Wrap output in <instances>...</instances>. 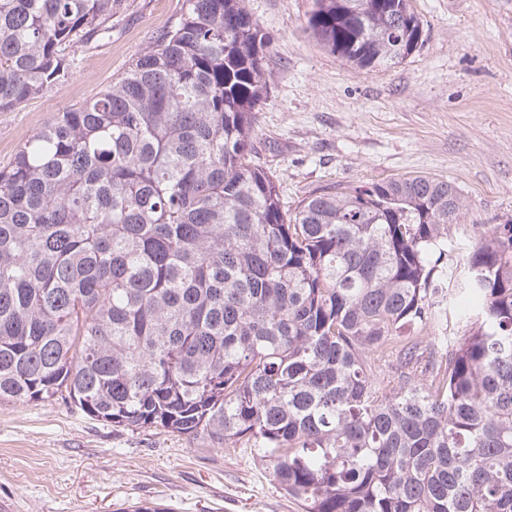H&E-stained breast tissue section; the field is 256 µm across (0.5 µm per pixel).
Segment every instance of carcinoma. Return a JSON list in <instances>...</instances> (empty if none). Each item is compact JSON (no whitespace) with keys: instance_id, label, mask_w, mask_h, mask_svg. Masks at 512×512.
<instances>
[{"instance_id":"carcinoma-1","label":"carcinoma","mask_w":512,"mask_h":512,"mask_svg":"<svg viewBox=\"0 0 512 512\" xmlns=\"http://www.w3.org/2000/svg\"><path fill=\"white\" fill-rule=\"evenodd\" d=\"M244 2L184 0L0 167V403L245 437L303 512H512V220L459 265L445 179L321 190L288 213L250 159L269 38ZM128 7L0 0V111L66 84ZM306 30L365 68L423 36L407 0H313Z\"/></svg>"}]
</instances>
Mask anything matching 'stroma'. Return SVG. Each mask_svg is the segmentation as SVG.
<instances>
[{
  "mask_svg": "<svg viewBox=\"0 0 512 512\" xmlns=\"http://www.w3.org/2000/svg\"><path fill=\"white\" fill-rule=\"evenodd\" d=\"M184 0H130L111 36L75 56L62 87L0 112V167L62 109L123 74ZM418 49L391 68L346 63L305 30L312 0H246L270 39L268 98L251 158L287 208L314 191L405 175L453 183L457 243L512 218V0H408ZM0 505L9 512H301L246 439L224 448L160 427L130 430L73 402L0 404Z\"/></svg>",
  "mask_w": 512,
  "mask_h": 512,
  "instance_id": "obj_1",
  "label": "stroma"
}]
</instances>
